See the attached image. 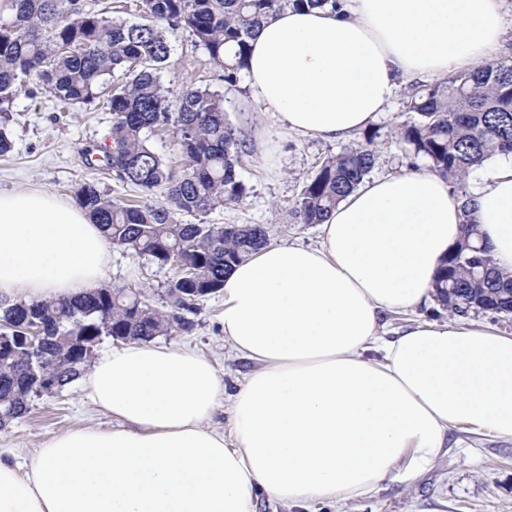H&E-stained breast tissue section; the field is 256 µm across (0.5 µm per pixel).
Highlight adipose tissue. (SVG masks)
Instances as JSON below:
<instances>
[{"label": "adipose tissue", "instance_id": "1", "mask_svg": "<svg viewBox=\"0 0 512 512\" xmlns=\"http://www.w3.org/2000/svg\"><path fill=\"white\" fill-rule=\"evenodd\" d=\"M503 0H343L285 9L251 41L250 98L282 130L337 140L366 127L399 79L491 58ZM496 267L512 271V159L471 197ZM459 198L432 171L364 181L316 247L270 244L225 276L222 326L253 364L233 395L234 445L210 429L224 380L189 350L131 343L81 379L116 428L66 432L26 468L0 459V512H255L343 503L409 481L453 429L512 440V336L387 316L431 303L461 234ZM109 243L86 212L37 189H0V302L95 287Z\"/></svg>", "mask_w": 512, "mask_h": 512}]
</instances>
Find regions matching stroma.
Listing matches in <instances>:
<instances>
[{
    "instance_id": "obj_1",
    "label": "stroma",
    "mask_w": 512,
    "mask_h": 512,
    "mask_svg": "<svg viewBox=\"0 0 512 512\" xmlns=\"http://www.w3.org/2000/svg\"><path fill=\"white\" fill-rule=\"evenodd\" d=\"M173 45L162 72L164 84L174 91L192 84L224 91L227 116L251 147L242 162V174L250 187L248 198L241 206L216 209L210 221L267 224L272 228L273 243L318 246V226L296 222L292 214L295 201L322 158L363 141L365 132L329 141L280 131L275 118L262 112L248 92L225 90L206 54L194 46L188 34H180ZM409 87V81L400 82L385 111L368 127L367 132L375 135L376 162L371 177L429 166L424 158L409 155L396 136L397 128L408 118L405 100ZM111 126L112 114L101 104L74 105L61 112L45 96L19 95L7 125L14 149L0 157V189H40L71 202L79 186L92 182L109 196L141 200L137 187L117 180L112 171L90 168L84 161L85 149L106 147ZM171 275L170 268L115 248L102 282L141 288L157 306ZM223 304V293L206 296L199 303L191 332L162 336L158 342L206 355L231 388L242 382L252 364L238 356L224 336L220 323ZM111 424V418L91 405L81 385L75 384L62 396L34 399L30 413L0 431V454L23 464L55 436L80 427ZM461 439L462 446L449 448L413 481L388 483L377 496L344 505L315 502L305 512H512V441L468 433Z\"/></svg>"
}]
</instances>
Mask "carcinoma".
<instances>
[{
    "label": "carcinoma",
    "instance_id": "carcinoma-1",
    "mask_svg": "<svg viewBox=\"0 0 512 512\" xmlns=\"http://www.w3.org/2000/svg\"><path fill=\"white\" fill-rule=\"evenodd\" d=\"M12 2V18H0V155L12 150L6 126L21 92L61 105L106 96L112 144L100 162L138 187L144 201L128 204L93 183L75 191L76 201L112 247L168 266L174 275L161 307L136 288L106 285L72 299L1 306L0 429L30 411L39 381H55L54 396H61L94 363L103 339L149 343L192 331L189 314L198 302L220 291L224 275L270 241L267 224L208 220L214 210L247 198L239 168L249 148L227 118L224 94L208 85L175 94L164 85L172 39L189 33L231 89L248 67L249 40L264 20L288 7H337V0H139L141 20L130 21L88 0ZM405 111L409 120L399 135L409 151L461 186L487 160L512 152V64L488 63L418 85ZM160 128L172 130L184 167L150 145V133ZM372 144L367 136L322 160L295 202L298 223H323L363 182L375 164ZM462 212L467 225L438 272L436 300L454 315L511 316L512 274L480 247L470 199ZM182 214L194 221L179 220ZM31 320L42 325L43 340L25 338Z\"/></svg>",
    "mask_w": 512,
    "mask_h": 512
}]
</instances>
